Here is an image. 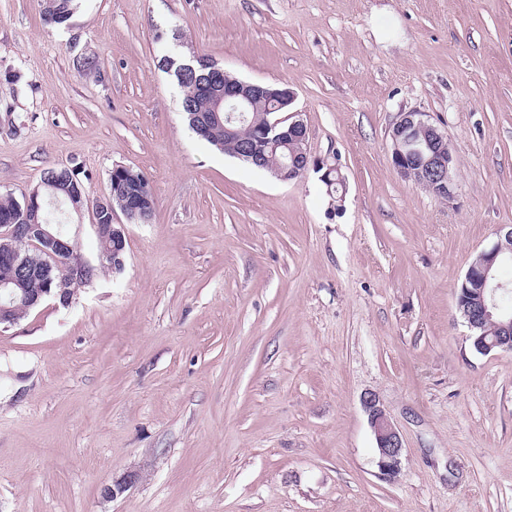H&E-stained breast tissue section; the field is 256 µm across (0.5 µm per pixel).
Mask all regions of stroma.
<instances>
[{"mask_svg": "<svg viewBox=\"0 0 512 512\" xmlns=\"http://www.w3.org/2000/svg\"><path fill=\"white\" fill-rule=\"evenodd\" d=\"M194 54L290 85L341 198L198 139L161 67ZM410 110L455 150L453 201L391 164ZM55 165L93 199L131 167L156 209L121 272L0 333V512H512V352L456 301L512 225V0H79L59 26L0 0V195ZM363 404L375 435L378 467L389 480H395L401 471L403 454L401 436L375 396L372 394L364 396Z\"/></svg>", "mask_w": 512, "mask_h": 512, "instance_id": "obj_1", "label": "stroma"}]
</instances>
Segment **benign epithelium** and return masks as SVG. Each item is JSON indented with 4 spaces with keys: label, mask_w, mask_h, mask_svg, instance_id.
<instances>
[{
    "label": "benign epithelium",
    "mask_w": 512,
    "mask_h": 512,
    "mask_svg": "<svg viewBox=\"0 0 512 512\" xmlns=\"http://www.w3.org/2000/svg\"><path fill=\"white\" fill-rule=\"evenodd\" d=\"M199 67L209 70L206 78L198 83L199 92L213 105V112L194 115V128L199 136H209L212 122L218 119L216 113L221 111L225 114L224 140L235 143L255 101H269L274 104V112L260 130L258 141L241 145L237 156L263 168L267 166L264 151L274 152L281 148L282 161L275 169L280 179L313 170L321 173L322 180L334 175L337 182L345 183L336 166L311 156L308 126L301 113L294 110L296 93L291 87L240 79L229 81L224 67L199 55L180 64L179 72L188 77L194 75ZM389 137L391 164L403 178L438 196L454 199L457 157L446 134L427 113H399L389 130ZM45 188L46 193L40 199L30 193L24 196L25 209L57 208L69 200L73 202L70 212L82 216L85 205L77 194L54 183L45 184ZM147 202L148 199L139 191L128 194L121 208L128 223H133V218L146 211ZM92 213L97 235L105 234L112 238V245L98 254L99 265L114 272L122 270L126 248L125 225L115 223L111 197L97 200ZM103 217L108 219V223H101ZM496 236V241L489 248L473 258L457 289V301L463 307L467 327L472 332H479L476 348L484 354L497 350L512 352V313L503 311L499 304L500 295L508 292V284L496 276L503 263L512 261V225L507 230L499 229ZM24 249L39 251L45 258L31 264L22 256ZM1 259L13 263L16 274L0 281V330L17 324L48 298L64 308L72 306L73 284L80 281L91 267V261L72 247L69 236L61 232L59 225L49 223L1 224ZM54 261L64 262L67 270L60 278L56 292L43 287L45 282L52 281ZM363 404L375 435L378 467L384 476L394 480L401 471V436L375 396H365ZM136 480L137 475L128 474L106 484L101 489L102 497L113 500Z\"/></svg>",
    "instance_id": "obj_1"
}]
</instances>
